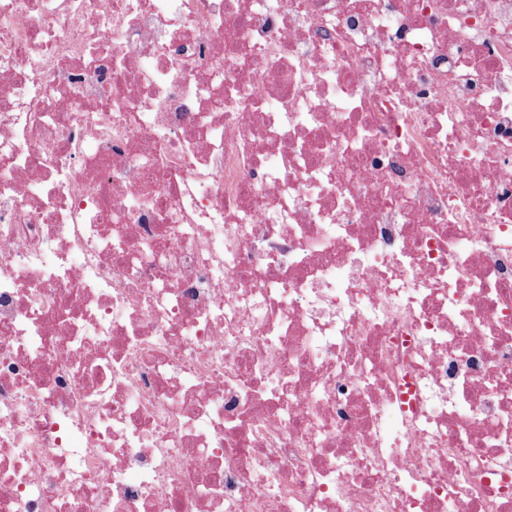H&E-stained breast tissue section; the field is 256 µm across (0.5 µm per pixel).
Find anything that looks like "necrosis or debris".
I'll list each match as a JSON object with an SVG mask.
<instances>
[{
  "mask_svg": "<svg viewBox=\"0 0 512 512\" xmlns=\"http://www.w3.org/2000/svg\"><path fill=\"white\" fill-rule=\"evenodd\" d=\"M0 512H512V0H0Z\"/></svg>",
  "mask_w": 512,
  "mask_h": 512,
  "instance_id": "4bbe7bcc",
  "label": "necrosis or debris"
}]
</instances>
